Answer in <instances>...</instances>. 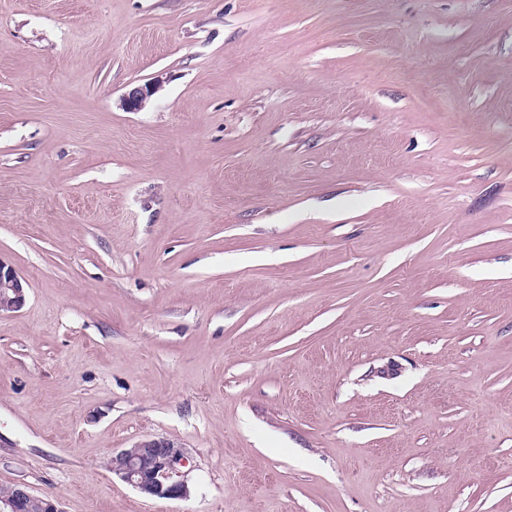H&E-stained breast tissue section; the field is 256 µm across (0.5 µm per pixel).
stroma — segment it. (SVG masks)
<instances>
[{
    "mask_svg": "<svg viewBox=\"0 0 512 512\" xmlns=\"http://www.w3.org/2000/svg\"><path fill=\"white\" fill-rule=\"evenodd\" d=\"M0 257V487L512 512V0H0ZM160 85L157 83H148L144 87H137L129 91L123 98V104L130 112L140 111L148 98L154 95ZM26 286L25 278L17 269L0 257V316L22 308ZM112 474L148 498L187 500L191 491L186 479L189 460L178 442L149 437L130 448L112 451Z\"/></svg>",
    "mask_w": 512,
    "mask_h": 512,
    "instance_id": "stroma-1",
    "label": "stroma"
}]
</instances>
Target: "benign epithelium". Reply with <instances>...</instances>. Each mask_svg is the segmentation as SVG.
I'll list each match as a JSON object with an SVG mask.
<instances>
[{
    "instance_id": "obj_1",
    "label": "benign epithelium",
    "mask_w": 512,
    "mask_h": 512,
    "mask_svg": "<svg viewBox=\"0 0 512 512\" xmlns=\"http://www.w3.org/2000/svg\"><path fill=\"white\" fill-rule=\"evenodd\" d=\"M160 85L148 83L129 91L123 98L131 112L141 110ZM27 282L17 269L0 258V316L18 311L25 304ZM189 463L184 448L165 437H149L130 448L112 452V474L148 498L186 500L191 491L184 468ZM43 512H64L58 496H39L18 483L0 494V512H28L33 501Z\"/></svg>"
}]
</instances>
